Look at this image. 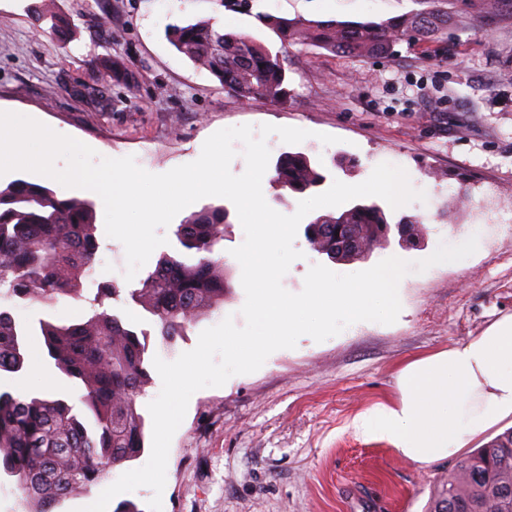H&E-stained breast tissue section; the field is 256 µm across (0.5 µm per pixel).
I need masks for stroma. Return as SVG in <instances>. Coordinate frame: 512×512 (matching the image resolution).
Listing matches in <instances>:
<instances>
[{"label": "stroma", "instance_id": "obj_1", "mask_svg": "<svg viewBox=\"0 0 512 512\" xmlns=\"http://www.w3.org/2000/svg\"><path fill=\"white\" fill-rule=\"evenodd\" d=\"M33 0H0V111L33 113L105 157L134 156L145 170L167 172L198 158L214 132L244 124L297 127L311 138L276 142L306 154L327 180L365 181L387 162L403 167L425 201L388 209L390 222L422 219L419 245L390 242L367 257L329 263L304 234L282 279L300 292L313 264L350 274L396 256L418 261L444 240H464L476 224L486 234L472 256L407 274L401 312L390 325L358 322L317 342L272 353L256 372L195 392L169 449L162 512H426L454 462L419 467L385 442L364 439L354 417L398 396L396 377L410 360L480 335L512 314V0L496 15L484 0H442L453 18L431 43L405 39L391 54L354 57L316 45L283 46L271 17L323 23L384 22L428 11V0H174L157 15L156 0H56L73 33H36ZM111 13L104 27L100 18ZM231 16V32L288 55L287 101L241 102L167 37L172 25ZM119 56L134 76L107 79L101 59ZM336 136L334 144L319 134ZM245 234L231 216L218 247L229 266L224 304L166 350L153 318L133 303L109 308L149 331V353L163 360L192 350L200 333L233 317L243 325L241 266L230 254ZM95 276L126 287L125 249L100 235ZM83 300L18 304L23 326L41 317L68 322ZM0 388L78 399L53 366L0 377Z\"/></svg>", "mask_w": 512, "mask_h": 512}]
</instances>
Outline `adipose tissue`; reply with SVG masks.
Segmentation results:
<instances>
[{"mask_svg": "<svg viewBox=\"0 0 512 512\" xmlns=\"http://www.w3.org/2000/svg\"><path fill=\"white\" fill-rule=\"evenodd\" d=\"M398 397L357 414L356 431L420 466L459 455L512 418V314L477 337L409 361Z\"/></svg>", "mask_w": 512, "mask_h": 512, "instance_id": "1", "label": "adipose tissue"}]
</instances>
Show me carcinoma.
<instances>
[{"mask_svg": "<svg viewBox=\"0 0 512 512\" xmlns=\"http://www.w3.org/2000/svg\"><path fill=\"white\" fill-rule=\"evenodd\" d=\"M34 29L66 34L69 24L47 0L31 5ZM269 23L285 43H315L357 57L385 54L400 40L429 41L448 32V14L438 6L424 15L384 24L311 25ZM177 49L210 71L242 101L288 98L284 56L245 35L225 33L211 21L170 29ZM106 77L128 78L119 56L101 61ZM325 181L310 159L285 152L273 182L303 193ZM229 209L208 206L177 226L180 252L160 259L127 291L128 298L155 318L157 336L169 347L200 317L224 303V258L214 254L224 241ZM388 223L377 203L356 204L319 216L307 238L333 262L363 258L376 247L378 226ZM357 247L336 250V239ZM99 244L93 205L62 199L51 189L16 180L0 187V299L51 304L62 297L83 299L94 272ZM120 295L115 283L98 285L91 308L73 323L38 320L44 360L80 392L79 403L35 394L0 391V473L17 479L31 512H54L76 491L98 484L105 474L143 454L146 419L137 398L149 380L145 330L104 308ZM26 329L0 309V374L31 366ZM429 512H512V429L460 461L435 494Z\"/></svg>", "mask_w": 512, "mask_h": 512, "instance_id": "carcinoma-1", "label": "carcinoma"}]
</instances>
